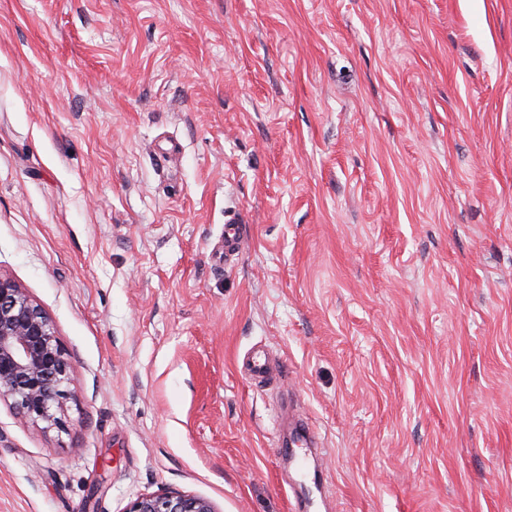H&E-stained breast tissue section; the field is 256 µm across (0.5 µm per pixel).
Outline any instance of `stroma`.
<instances>
[{"label":"stroma","instance_id":"stroma-1","mask_svg":"<svg viewBox=\"0 0 512 512\" xmlns=\"http://www.w3.org/2000/svg\"><path fill=\"white\" fill-rule=\"evenodd\" d=\"M0 275V512H512V0H0ZM53 321L26 290L0 276V400L12 399L24 415L49 426L61 417L70 365ZM127 512H216L211 503L180 492L144 494L130 503Z\"/></svg>","mask_w":512,"mask_h":512}]
</instances>
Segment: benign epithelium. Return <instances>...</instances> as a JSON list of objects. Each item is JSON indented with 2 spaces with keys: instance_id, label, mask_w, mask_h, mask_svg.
<instances>
[{
  "instance_id": "benign-epithelium-1",
  "label": "benign epithelium",
  "mask_w": 512,
  "mask_h": 512,
  "mask_svg": "<svg viewBox=\"0 0 512 512\" xmlns=\"http://www.w3.org/2000/svg\"><path fill=\"white\" fill-rule=\"evenodd\" d=\"M70 365L53 321L18 283L0 277V399L24 415L60 427ZM127 512H216L211 503L180 492L144 494Z\"/></svg>"
}]
</instances>
